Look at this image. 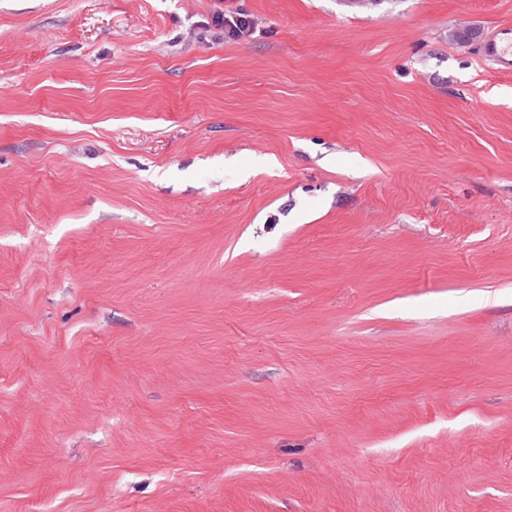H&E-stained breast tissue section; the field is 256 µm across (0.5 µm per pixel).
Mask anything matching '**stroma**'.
Segmentation results:
<instances>
[{
  "label": "stroma",
  "instance_id": "obj_1",
  "mask_svg": "<svg viewBox=\"0 0 512 512\" xmlns=\"http://www.w3.org/2000/svg\"><path fill=\"white\" fill-rule=\"evenodd\" d=\"M0 0V512H512V0ZM240 11L236 8H218L212 14V26L217 30L224 28V35L230 40L239 41L251 36L256 22L254 18ZM483 62L501 74L512 73V26L499 25L488 31L479 46Z\"/></svg>",
  "mask_w": 512,
  "mask_h": 512
}]
</instances>
